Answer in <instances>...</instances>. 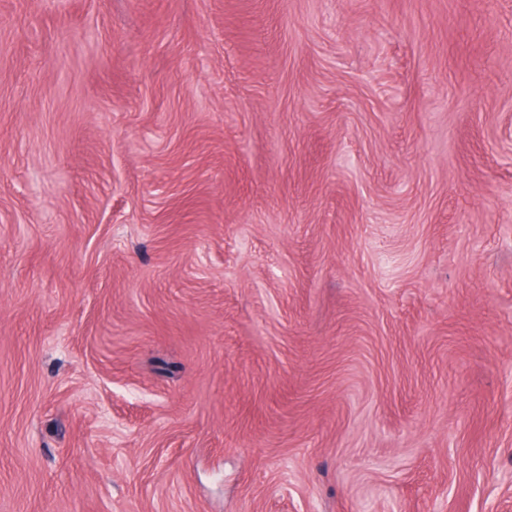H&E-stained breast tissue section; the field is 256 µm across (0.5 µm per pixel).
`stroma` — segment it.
<instances>
[{
  "mask_svg": "<svg viewBox=\"0 0 512 512\" xmlns=\"http://www.w3.org/2000/svg\"><path fill=\"white\" fill-rule=\"evenodd\" d=\"M0 512H512V0H0Z\"/></svg>",
  "mask_w": 512,
  "mask_h": 512,
  "instance_id": "1",
  "label": "stroma"
}]
</instances>
